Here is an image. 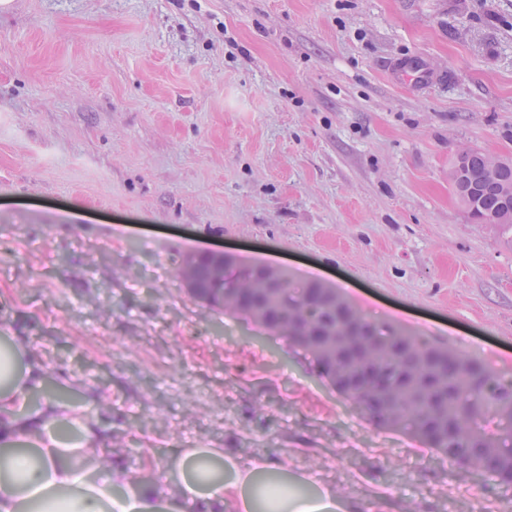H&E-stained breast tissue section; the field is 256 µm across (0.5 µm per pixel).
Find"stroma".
I'll return each mask as SVG.
<instances>
[{
  "label": "stroma",
  "mask_w": 512,
  "mask_h": 512,
  "mask_svg": "<svg viewBox=\"0 0 512 512\" xmlns=\"http://www.w3.org/2000/svg\"><path fill=\"white\" fill-rule=\"evenodd\" d=\"M512 158V0H13L0 11V330L99 390L118 457L311 472L336 512L512 487L377 424L307 352L193 299L221 249L512 377V246L449 183Z\"/></svg>",
  "instance_id": "1"
}]
</instances>
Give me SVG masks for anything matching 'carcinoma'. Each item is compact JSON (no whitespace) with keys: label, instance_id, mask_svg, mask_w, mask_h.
Segmentation results:
<instances>
[{"label":"carcinoma","instance_id":"carcinoma-1","mask_svg":"<svg viewBox=\"0 0 512 512\" xmlns=\"http://www.w3.org/2000/svg\"><path fill=\"white\" fill-rule=\"evenodd\" d=\"M457 164L461 165L462 179L453 191L457 193L461 187L475 188L477 208L470 215L471 220L478 224L484 218L500 215L504 209L500 189L504 184H512V162L494 168L490 156L471 149L463 158L453 159L452 165ZM250 273L251 269L247 268L236 281L215 288L207 269L195 267L189 256L183 263L182 278L193 298L223 312L226 310L223 294L232 288L248 287ZM279 278L282 288L267 297L262 306L243 304L235 312L245 321L284 336L293 346L311 353L336 390L354 398L377 422L398 427L405 419H413L416 431L427 447L452 462L469 458L470 451L477 448L488 458L512 464V450L503 447L505 440L512 439V381L489 372L467 356L429 346L404 328L387 327L379 331L365 320L363 325L382 342L381 349L370 351L362 361L364 366L376 372L378 385L353 391L342 382L329 357L332 351L329 336L341 333L347 323L346 315L315 298L316 289L321 284L306 282L293 298L288 272H279ZM286 309L307 310L310 322L320 329L321 338L312 345H305L291 335L288 326L275 325L274 321ZM406 352L421 360V379L412 380L407 376ZM433 354L442 357L441 370L448 375L446 400L436 399L423 385V380L436 372V367L428 361ZM436 401L439 402L440 416L451 424L452 432L432 441L424 428Z\"/></svg>","mask_w":512,"mask_h":512}]
</instances>
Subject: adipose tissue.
Masks as SVG:
<instances>
[{"label": "adipose tissue", "mask_w": 512, "mask_h": 512, "mask_svg": "<svg viewBox=\"0 0 512 512\" xmlns=\"http://www.w3.org/2000/svg\"><path fill=\"white\" fill-rule=\"evenodd\" d=\"M42 358L19 337L0 332V512H224L234 491L243 512H262L255 490L269 461L225 467L220 448H185L172 458L173 495L112 461L109 420L98 396L76 407L57 400L27 406L45 382Z\"/></svg>", "instance_id": "1"}]
</instances>
